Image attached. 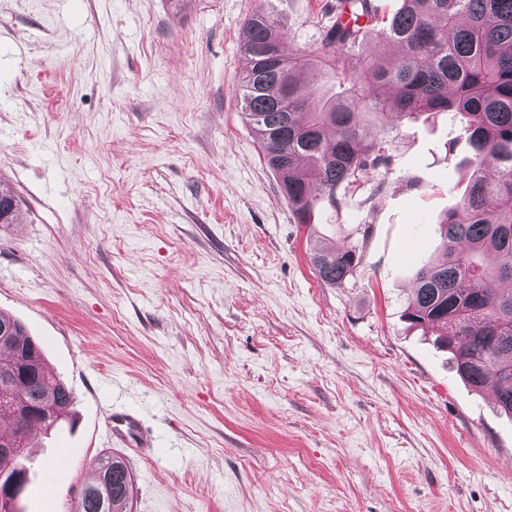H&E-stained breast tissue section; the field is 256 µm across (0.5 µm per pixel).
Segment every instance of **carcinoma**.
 Listing matches in <instances>:
<instances>
[{
	"label": "carcinoma",
	"instance_id": "cac0c4a2",
	"mask_svg": "<svg viewBox=\"0 0 512 512\" xmlns=\"http://www.w3.org/2000/svg\"><path fill=\"white\" fill-rule=\"evenodd\" d=\"M388 17L371 0H340L310 52L287 55L274 19L253 12L241 36L245 66L234 82L241 110L299 224L311 223L317 199L339 209V190L387 163L384 133L398 121L445 113L460 125L474 165L469 184L439 222L441 253L421 262L405 312L436 333L459 375L492 389L512 415V0H400ZM400 49L388 61L355 51L368 32ZM344 85L323 96L321 81ZM380 118L379 133L362 116ZM5 224L23 213L0 182ZM358 246L322 243L310 256L316 277L341 285L360 263ZM0 432L16 444L12 469L30 471V430H52L74 396L46 366L38 343L0 313ZM76 512H131L133 478L125 459L104 453Z\"/></svg>",
	"mask_w": 512,
	"mask_h": 512
}]
</instances>
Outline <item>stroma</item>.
Segmentation results:
<instances>
[{"label": "stroma", "instance_id": "stroma-1", "mask_svg": "<svg viewBox=\"0 0 512 512\" xmlns=\"http://www.w3.org/2000/svg\"><path fill=\"white\" fill-rule=\"evenodd\" d=\"M337 3L0 0V180L25 212L0 224V312L75 396L23 512H74L115 406L159 441L127 459L134 512H512V417L404 318L466 141L403 121L306 226L233 90L250 14L308 52ZM321 241L359 246L344 284L316 278Z\"/></svg>", "mask_w": 512, "mask_h": 512}]
</instances>
